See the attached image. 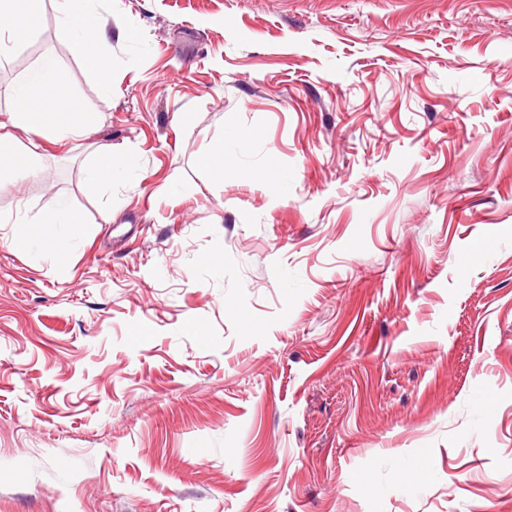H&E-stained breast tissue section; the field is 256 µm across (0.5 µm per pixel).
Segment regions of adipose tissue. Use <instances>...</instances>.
Listing matches in <instances>:
<instances>
[{
	"instance_id": "ef3b65f1",
	"label": "adipose tissue",
	"mask_w": 512,
	"mask_h": 512,
	"mask_svg": "<svg viewBox=\"0 0 512 512\" xmlns=\"http://www.w3.org/2000/svg\"><path fill=\"white\" fill-rule=\"evenodd\" d=\"M98 0H56L57 28L67 39H77L87 61L99 56L107 38V27L98 10ZM41 0H0V56L10 53L18 36L33 31L40 20ZM68 96V88L53 58H43L20 81L8 86L4 94L13 104L9 114L12 126L24 128L40 137L82 136L83 127L72 121L62 124L57 113L39 110L46 93ZM22 224L19 244L37 246L54 254L64 253L77 234L80 222L65 197L54 198L49 210L33 217L16 215Z\"/></svg>"
}]
</instances>
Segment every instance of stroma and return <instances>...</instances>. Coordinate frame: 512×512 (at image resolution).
<instances>
[{
    "mask_svg": "<svg viewBox=\"0 0 512 512\" xmlns=\"http://www.w3.org/2000/svg\"><path fill=\"white\" fill-rule=\"evenodd\" d=\"M98 10L0 65L86 130L0 189L83 220L0 223V512H512V0ZM98 0H56L57 28L66 39L81 42L87 61L94 63L108 36L98 10ZM128 167L126 164L112 162V157H108V162L102 166H98L91 172V179L96 184L111 183L112 180L123 177L127 174ZM1 224H24L23 233L18 237L19 245L37 246L49 253L64 254L69 241L77 234L82 224L63 196L54 198L49 210L33 217L20 215L12 217L0 215Z\"/></svg>",
    "mask_w": 512,
    "mask_h": 512,
    "instance_id": "stroma-1",
    "label": "stroma"
}]
</instances>
